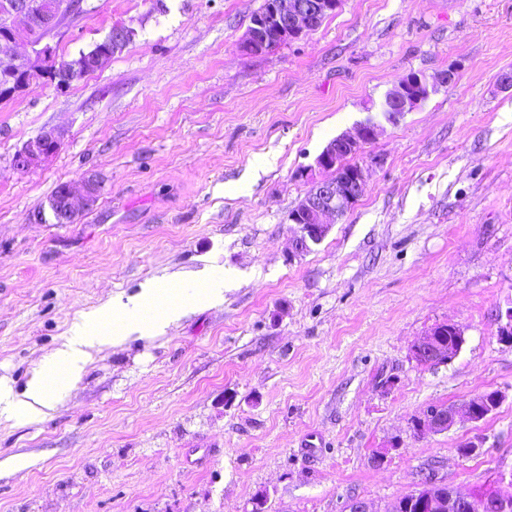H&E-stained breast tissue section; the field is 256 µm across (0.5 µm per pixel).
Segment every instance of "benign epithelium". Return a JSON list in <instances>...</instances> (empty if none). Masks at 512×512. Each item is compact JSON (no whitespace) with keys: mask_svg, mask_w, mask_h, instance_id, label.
<instances>
[{"mask_svg":"<svg viewBox=\"0 0 512 512\" xmlns=\"http://www.w3.org/2000/svg\"><path fill=\"white\" fill-rule=\"evenodd\" d=\"M341 0H268L267 8L254 14L239 42L245 56L269 54L283 45L299 40L317 29V23L336 13ZM77 7L72 0H0V14L6 19L7 30L0 33V97H14L26 91L34 77L53 76L52 85L58 90L70 88L89 73L106 67L112 57L122 52L135 36L133 28L124 24L112 26L107 36L88 51H81L59 67L53 47L45 42V33L56 30L59 19ZM25 43L31 55L17 59L14 46ZM429 81L423 74L412 73L387 95L386 107L397 118L418 106L428 96ZM380 125L364 123L355 133L332 140L316 160L322 171H337L347 167L348 159L378 136ZM65 132L61 128L42 131L28 140L13 157L18 170L35 166L52 155L61 145ZM368 167L357 163L348 175H336L314 183L311 191L298 203L288 220L297 225L294 248L304 253L320 243L328 234L330 215L342 216L358 201L366 183ZM81 192L66 186L61 195L49 200L55 223L71 224L91 209L100 196L101 181L89 173L81 181ZM453 335L454 345L439 340L441 333ZM464 343V331L455 323H442L417 338L411 346L412 357L420 364L439 365L450 362ZM500 391L478 394L460 404L431 407L411 422V430L441 433L449 430L459 418L478 422L493 414L502 404ZM503 496L497 504L500 512H512V474L498 476ZM418 512H480L481 499L476 494L462 493L432 479H424L414 491Z\"/></svg>","mask_w":512,"mask_h":512,"instance_id":"benign-epithelium-1","label":"benign epithelium"}]
</instances>
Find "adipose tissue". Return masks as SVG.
I'll return each instance as SVG.
<instances>
[{
    "instance_id": "ef3b65f1",
    "label": "adipose tissue",
    "mask_w": 512,
    "mask_h": 512,
    "mask_svg": "<svg viewBox=\"0 0 512 512\" xmlns=\"http://www.w3.org/2000/svg\"><path fill=\"white\" fill-rule=\"evenodd\" d=\"M162 287L149 286L126 301L98 310L93 320L73 323L60 346L41 361L23 394H15L8 380L0 379V416L24 415L44 419L62 400L63 391L81 376L92 350L114 345L133 333L149 335L164 330L186 311L220 302L223 279H208L194 298L162 301Z\"/></svg>"
}]
</instances>
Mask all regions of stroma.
I'll list each match as a JSON object with an SVG mask.
<instances>
[{
    "instance_id": "stroma-1",
    "label": "stroma",
    "mask_w": 512,
    "mask_h": 512,
    "mask_svg": "<svg viewBox=\"0 0 512 512\" xmlns=\"http://www.w3.org/2000/svg\"><path fill=\"white\" fill-rule=\"evenodd\" d=\"M263 0H80L59 59L116 24L132 42L65 91L0 101V377L23 393L71 325L201 271L222 303L91 353L44 420H0V512H390L419 479L463 492L512 471V0H341L267 56L238 43ZM456 68L365 156L355 205L295 254L288 213L330 141L380 119L410 73ZM60 148L14 154L44 129ZM102 182L55 223L59 184ZM451 322L450 362L415 339ZM504 393L485 420L414 434L433 406ZM480 447L462 455L467 443ZM65 132L61 128L42 131L35 138L28 140L13 157V165L18 170L35 166L52 155L61 145ZM60 184L49 200V208L53 214L55 223L71 224L85 211L91 209L100 196L101 181L98 176L93 173L86 174L82 181V190L79 194L67 184ZM445 330L446 335L440 336ZM448 332L453 335L454 345L448 343ZM448 343L439 340V338ZM464 343V331L455 323H442L432 327L423 336L417 338L411 346L412 357L420 364L439 365L450 362Z\"/></svg>"
}]
</instances>
